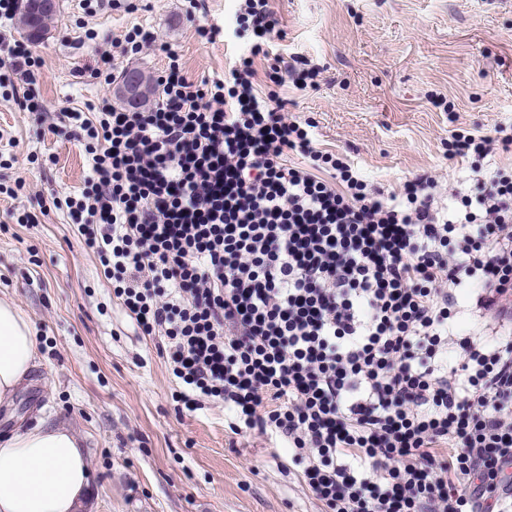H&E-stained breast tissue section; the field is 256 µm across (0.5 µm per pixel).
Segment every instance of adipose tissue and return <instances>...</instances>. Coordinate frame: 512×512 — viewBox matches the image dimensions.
I'll list each match as a JSON object with an SVG mask.
<instances>
[{"label": "adipose tissue", "mask_w": 512, "mask_h": 512, "mask_svg": "<svg viewBox=\"0 0 512 512\" xmlns=\"http://www.w3.org/2000/svg\"><path fill=\"white\" fill-rule=\"evenodd\" d=\"M35 360L31 322L0 299V404L13 399ZM90 484L87 450L65 425L42 420L0 437V512H78Z\"/></svg>", "instance_id": "ef3b65f1"}]
</instances>
